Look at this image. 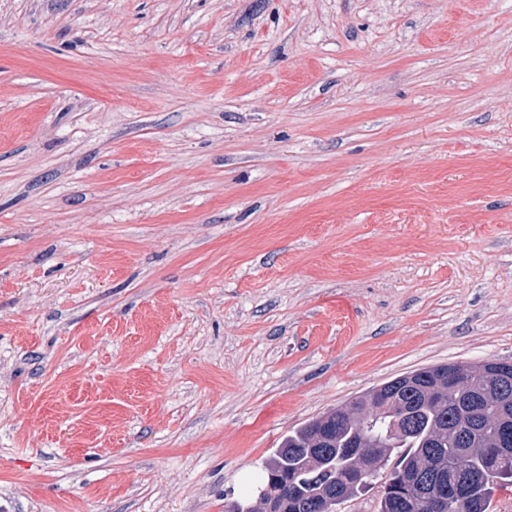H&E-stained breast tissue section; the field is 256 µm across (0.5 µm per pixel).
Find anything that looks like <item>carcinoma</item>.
I'll return each mask as SVG.
<instances>
[{"label":"carcinoma","mask_w":512,"mask_h":512,"mask_svg":"<svg viewBox=\"0 0 512 512\" xmlns=\"http://www.w3.org/2000/svg\"><path fill=\"white\" fill-rule=\"evenodd\" d=\"M456 367L399 375L289 432L262 469L271 497L250 512H334L375 481L377 512H493L512 483V444L494 451L512 426V394L498 392L512 361L448 380Z\"/></svg>","instance_id":"obj_1"}]
</instances>
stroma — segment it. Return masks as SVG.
<instances>
[{"mask_svg": "<svg viewBox=\"0 0 512 512\" xmlns=\"http://www.w3.org/2000/svg\"><path fill=\"white\" fill-rule=\"evenodd\" d=\"M488 358L512 0H0V512H224Z\"/></svg>", "mask_w": 512, "mask_h": 512, "instance_id": "1", "label": "stroma"}]
</instances>
